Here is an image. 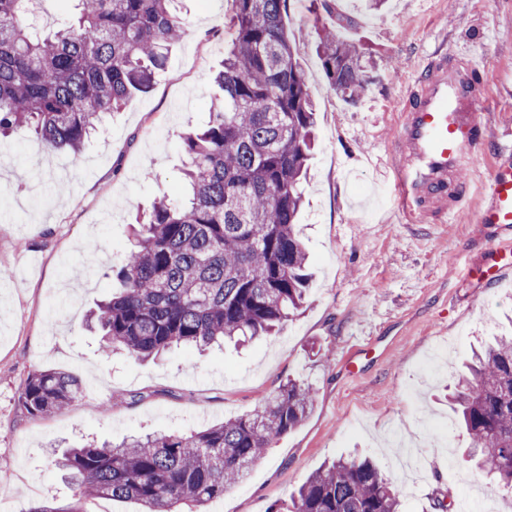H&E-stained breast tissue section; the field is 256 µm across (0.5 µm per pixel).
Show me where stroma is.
<instances>
[{
	"instance_id": "stroma-1",
	"label": "stroma",
	"mask_w": 512,
	"mask_h": 512,
	"mask_svg": "<svg viewBox=\"0 0 512 512\" xmlns=\"http://www.w3.org/2000/svg\"><path fill=\"white\" fill-rule=\"evenodd\" d=\"M356 16L342 38L376 68L350 103L329 86L316 50L330 18L317 0H289L293 50L316 106L317 147L308 162L298 216L310 293L283 331L262 340L181 347L159 361L103 355L87 325L110 292L133 227L162 196L183 187L182 135L209 122L211 76L224 60L230 0H181L186 30L166 67L76 155L51 153L18 127L0 141V501L12 512L38 503L74 504L51 445L117 443L130 435L201 431L246 414L290 378L313 385L310 417L280 439L247 479L207 512H271L325 461L361 455L390 476L405 512L496 490L464 463L468 437L448 403L473 347L512 325V281L474 296L463 277L483 255L484 169L463 173L471 192L445 224L394 221L385 174L387 144L405 90L437 45L469 46L486 84L485 120L512 125V0H389L377 12L341 0ZM101 258L86 264L89 250ZM358 340L376 353L357 377L339 361ZM59 370L84 386L61 414L32 416L18 397L25 379ZM82 503V502H79ZM85 512H141L127 500L82 503Z\"/></svg>"
}]
</instances>
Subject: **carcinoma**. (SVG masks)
<instances>
[{"instance_id": "carcinoma-1", "label": "carcinoma", "mask_w": 512, "mask_h": 512, "mask_svg": "<svg viewBox=\"0 0 512 512\" xmlns=\"http://www.w3.org/2000/svg\"><path fill=\"white\" fill-rule=\"evenodd\" d=\"M0 0V136L29 127L48 151L80 152L106 115L149 91L184 32L178 0H77L56 31L30 33L33 5ZM317 51L331 89L348 102L366 89L371 60L338 37ZM288 0H231V43L214 77L210 120L182 137V200L156 201L99 306L103 351L140 359L174 347L272 335L302 306L308 255L297 215L314 142L315 105L288 34ZM81 381L45 370L19 394L30 415H51L82 394ZM316 403L312 385L289 379L252 412L190 434L132 436L119 445L69 448L55 460L85 500H132L142 512H196L242 481ZM452 404L470 443L465 462L512 493V333L472 351ZM274 512H403L398 492L368 460L339 458L312 472Z\"/></svg>"}]
</instances>
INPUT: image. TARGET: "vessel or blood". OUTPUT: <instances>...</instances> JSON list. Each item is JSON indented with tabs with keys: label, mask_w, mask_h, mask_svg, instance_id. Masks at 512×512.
Listing matches in <instances>:
<instances>
[{
	"label": "vessel or blood",
	"mask_w": 512,
	"mask_h": 512,
	"mask_svg": "<svg viewBox=\"0 0 512 512\" xmlns=\"http://www.w3.org/2000/svg\"><path fill=\"white\" fill-rule=\"evenodd\" d=\"M483 84L475 78L468 47L427 55L408 85L395 123L389 169L404 224H444L462 209L469 192L462 171L493 162L488 201L477 221L490 233L482 264L467 277L476 293L512 277V134L491 140L484 122ZM374 352L370 342L353 347L342 368L353 374Z\"/></svg>",
	"instance_id": "1"
}]
</instances>
